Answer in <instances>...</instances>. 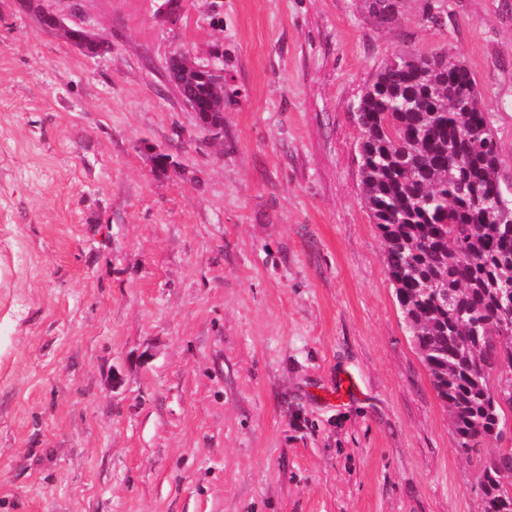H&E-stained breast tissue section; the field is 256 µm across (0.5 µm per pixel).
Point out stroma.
Segmentation results:
<instances>
[{
  "label": "stroma",
  "instance_id": "1",
  "mask_svg": "<svg viewBox=\"0 0 512 512\" xmlns=\"http://www.w3.org/2000/svg\"><path fill=\"white\" fill-rule=\"evenodd\" d=\"M0 0V512H483L361 197L381 65L472 70L512 177V0ZM218 59L210 134L166 76ZM169 157L159 164L158 155ZM64 34L71 43L83 50H86L93 56L103 55L111 52L112 50V46L110 44L93 38L78 27H70L64 31Z\"/></svg>",
  "mask_w": 512,
  "mask_h": 512
}]
</instances>
